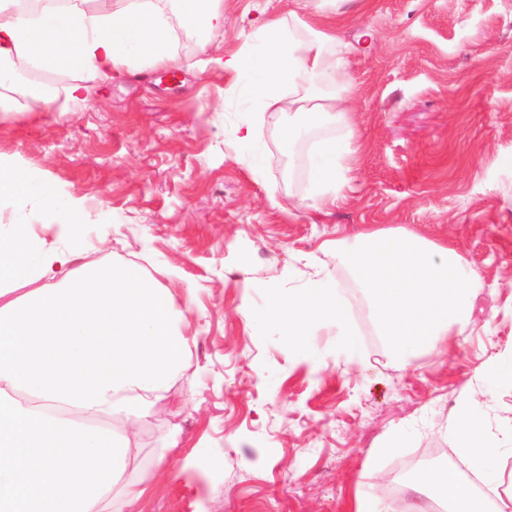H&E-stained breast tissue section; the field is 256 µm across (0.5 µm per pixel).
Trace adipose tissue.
<instances>
[{
    "instance_id": "1",
    "label": "adipose tissue",
    "mask_w": 512,
    "mask_h": 512,
    "mask_svg": "<svg viewBox=\"0 0 512 512\" xmlns=\"http://www.w3.org/2000/svg\"><path fill=\"white\" fill-rule=\"evenodd\" d=\"M0 0V112L20 71L90 74L172 61L176 28L207 47L224 25L223 0ZM231 76L225 111L239 114L226 139L237 163L264 175L268 147L259 130L280 123L288 148H307V188L297 205L317 211L350 184L354 129L341 104L355 91L336 35L297 14L257 24L224 59ZM0 512H140L166 456L139 435L166 412L186 369L188 306L129 265L81 259L83 233L73 197L33 171L0 169ZM36 224L71 229L47 243ZM336 261L363 288L376 333L404 365L443 354L452 329L467 324L478 275L450 243L404 228L367 230L337 241ZM262 307L240 310L249 335L288 337L312 370L326 367L309 338L331 330L336 355L365 357L343 290L328 270L300 288L264 291ZM512 384V348L480 374L456 404L449 432L473 481L443 469L413 483L446 512H512L504 466L512 416L489 433L484 398Z\"/></svg>"
}]
</instances>
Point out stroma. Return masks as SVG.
Masks as SVG:
<instances>
[{
	"instance_id": "1",
	"label": "stroma",
	"mask_w": 512,
	"mask_h": 512,
	"mask_svg": "<svg viewBox=\"0 0 512 512\" xmlns=\"http://www.w3.org/2000/svg\"><path fill=\"white\" fill-rule=\"evenodd\" d=\"M291 12L350 49L356 151L327 215L295 208L305 177L288 166L304 158L284 152L275 121L261 132V181L224 136L236 120L222 112L225 56L255 21ZM173 49L176 65L113 75L88 101L66 90L92 76L54 73L44 111L17 86L14 111L0 112V165L36 170L77 200L87 260L137 266L192 302L187 369L171 391L181 412L141 434L158 449L177 427L181 443L142 512H352L375 472L396 478L434 451L460 463L448 432L457 399L512 346V0H224L207 51L186 29ZM391 227L452 241L480 275L471 323L445 358L406 367L388 354L336 265V240ZM310 256L359 304L371 335L361 364L333 360L325 329L311 339L330 356L319 372L287 342L244 331L238 308L263 303L257 285L302 286ZM404 421L413 438L373 458ZM194 449L207 467L189 460Z\"/></svg>"
}]
</instances>
